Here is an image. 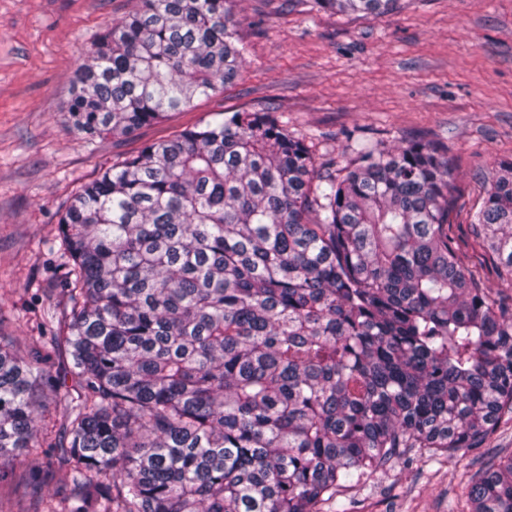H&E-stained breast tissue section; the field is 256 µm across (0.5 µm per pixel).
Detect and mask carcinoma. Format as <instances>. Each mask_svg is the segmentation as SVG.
Listing matches in <instances>:
<instances>
[{"instance_id": "carcinoma-1", "label": "carcinoma", "mask_w": 512, "mask_h": 512, "mask_svg": "<svg viewBox=\"0 0 512 512\" xmlns=\"http://www.w3.org/2000/svg\"><path fill=\"white\" fill-rule=\"evenodd\" d=\"M81 54L68 119L94 151L242 79L233 0H139ZM379 17L399 0H316ZM339 171L271 112H219L144 144L58 218L50 371L0 336V461L58 448L44 512H348L416 449L451 460L512 424V309L448 224V156L370 143ZM512 284V159L473 211ZM469 512H512V456L465 474ZM60 392H63V387L57 391L52 387L44 388L40 396V402L38 403L40 406H43V408L37 407L39 419L42 420L45 416L46 421L50 420L51 424L55 422L57 426L59 425V420L63 413V409L58 404V396Z\"/></svg>"}]
</instances>
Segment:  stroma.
Returning a JSON list of instances; mask_svg holds the SVG:
<instances>
[{
    "label": "stroma",
    "mask_w": 512,
    "mask_h": 512,
    "mask_svg": "<svg viewBox=\"0 0 512 512\" xmlns=\"http://www.w3.org/2000/svg\"><path fill=\"white\" fill-rule=\"evenodd\" d=\"M137 0H0V334L34 357L48 354L40 312L56 303L48 269L56 214L101 166L173 137L215 112L274 108L288 128L311 137L321 162L353 159V137L390 147L421 138L447 147L457 201L455 233L466 231L495 161L512 157V0H401L371 18L317 10L311 0H239L236 34L244 78L192 108L88 151L65 119L82 49ZM512 454L501 429L452 462L397 461L367 474L350 512H463L465 473L486 453ZM33 454L15 461L8 512H40L62 487L54 471L40 488Z\"/></svg>",
    "instance_id": "stroma-1"
}]
</instances>
